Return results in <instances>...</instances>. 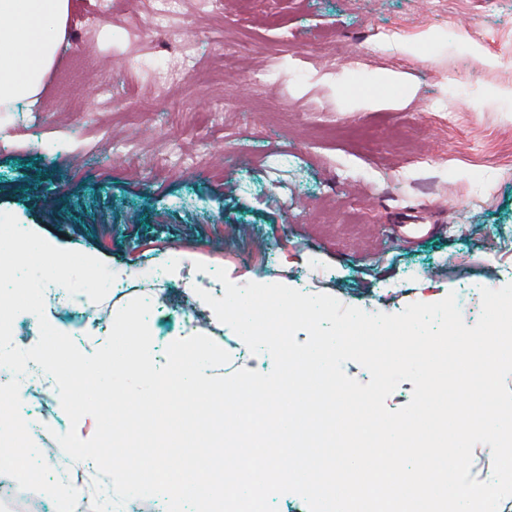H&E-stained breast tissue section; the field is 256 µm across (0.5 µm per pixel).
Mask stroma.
<instances>
[{"mask_svg": "<svg viewBox=\"0 0 512 512\" xmlns=\"http://www.w3.org/2000/svg\"><path fill=\"white\" fill-rule=\"evenodd\" d=\"M146 22L141 0H71L38 106L0 112V212L123 274L82 352L155 266L159 365L197 261L390 314L512 283L487 251L512 236V0L189 2L133 44ZM186 48L197 75L158 81Z\"/></svg>", "mask_w": 512, "mask_h": 512, "instance_id": "35a3bbf8", "label": "stroma"}]
</instances>
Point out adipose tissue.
Segmentation results:
<instances>
[{
    "label": "adipose tissue",
    "mask_w": 512,
    "mask_h": 512,
    "mask_svg": "<svg viewBox=\"0 0 512 512\" xmlns=\"http://www.w3.org/2000/svg\"><path fill=\"white\" fill-rule=\"evenodd\" d=\"M70 9L71 0H0V105L37 101Z\"/></svg>",
    "instance_id": "ef3b65f1"
}]
</instances>
